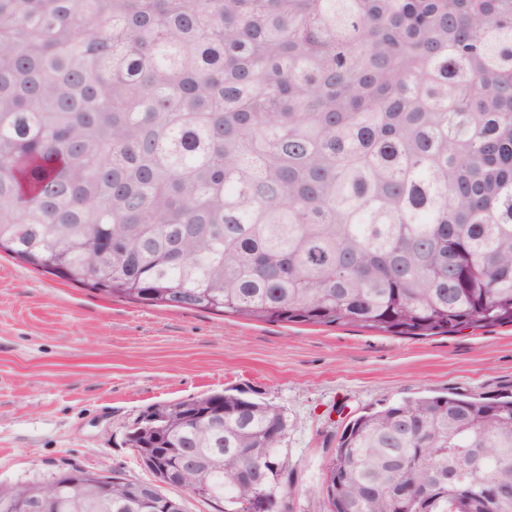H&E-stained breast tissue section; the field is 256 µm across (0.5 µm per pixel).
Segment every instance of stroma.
Segmentation results:
<instances>
[{"mask_svg":"<svg viewBox=\"0 0 512 512\" xmlns=\"http://www.w3.org/2000/svg\"><path fill=\"white\" fill-rule=\"evenodd\" d=\"M246 392L283 410L294 512H327L323 477L356 414L406 397L512 390V326L408 339L150 307L0 258V484L71 465L150 480L124 444L147 407Z\"/></svg>","mask_w":512,"mask_h":512,"instance_id":"obj_1","label":"stroma"}]
</instances>
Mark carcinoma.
I'll return each mask as SVG.
<instances>
[{
    "label": "carcinoma",
    "instance_id": "carcinoma-1",
    "mask_svg": "<svg viewBox=\"0 0 512 512\" xmlns=\"http://www.w3.org/2000/svg\"><path fill=\"white\" fill-rule=\"evenodd\" d=\"M129 303L406 338L512 325V0H0V253ZM124 444L294 512L283 412L152 405ZM106 512H132L134 483ZM330 512H512V393L344 427ZM48 481L0 486V505Z\"/></svg>",
    "mask_w": 512,
    "mask_h": 512
}]
</instances>
